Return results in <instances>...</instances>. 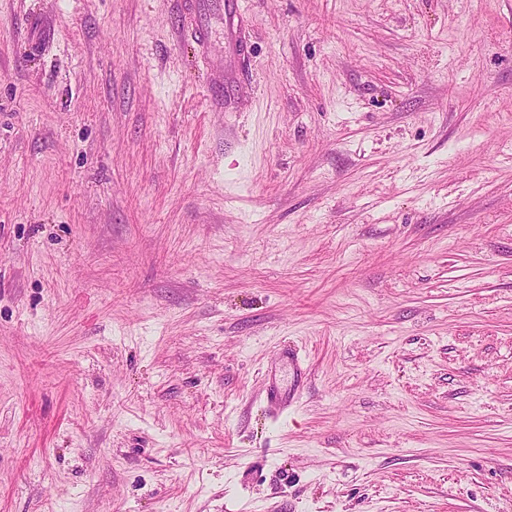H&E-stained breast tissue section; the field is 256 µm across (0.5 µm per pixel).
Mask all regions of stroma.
I'll return each instance as SVG.
<instances>
[{"instance_id":"stroma-1","label":"stroma","mask_w":512,"mask_h":512,"mask_svg":"<svg viewBox=\"0 0 512 512\" xmlns=\"http://www.w3.org/2000/svg\"><path fill=\"white\" fill-rule=\"evenodd\" d=\"M176 12L0 0V512H512V0ZM178 28L187 33L198 48L204 66L215 75L207 88V103L212 112H224V54L228 47L216 39V32L224 35V22L239 13V0H177ZM28 36L24 41V52L40 56L50 47L55 37V25L50 16L34 13L27 22ZM264 397L270 407V421L278 424L288 416L289 409L299 402L300 389L296 385L294 388L284 390L276 371L270 370L264 374Z\"/></svg>"}]
</instances>
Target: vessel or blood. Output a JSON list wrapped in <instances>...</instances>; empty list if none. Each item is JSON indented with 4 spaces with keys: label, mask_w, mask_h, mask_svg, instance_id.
Returning <instances> with one entry per match:
<instances>
[{
    "label": "vessel or blood",
    "mask_w": 512,
    "mask_h": 512,
    "mask_svg": "<svg viewBox=\"0 0 512 512\" xmlns=\"http://www.w3.org/2000/svg\"><path fill=\"white\" fill-rule=\"evenodd\" d=\"M239 12V0H178V30L189 34L195 42L204 66L214 75L207 88V103L211 111L224 109L226 87L224 85V55L227 51L216 33L225 22ZM28 35L24 41L26 54L38 56L50 47L55 37V25L51 17L33 14L28 22ZM264 397L270 407V420L279 423L287 417L289 409L296 406L299 388L283 389L275 371L264 375Z\"/></svg>",
    "instance_id": "b4317fda"
}]
</instances>
